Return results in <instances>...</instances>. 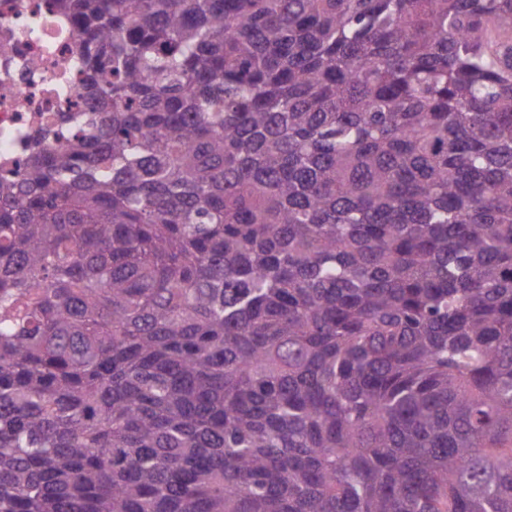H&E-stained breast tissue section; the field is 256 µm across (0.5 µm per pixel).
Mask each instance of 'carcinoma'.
I'll list each match as a JSON object with an SVG mask.
<instances>
[{"label": "carcinoma", "instance_id": "1", "mask_svg": "<svg viewBox=\"0 0 512 512\" xmlns=\"http://www.w3.org/2000/svg\"><path fill=\"white\" fill-rule=\"evenodd\" d=\"M53 7L0 512H512V0Z\"/></svg>", "mask_w": 512, "mask_h": 512}]
</instances>
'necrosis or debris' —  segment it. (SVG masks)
<instances>
[{
  "mask_svg": "<svg viewBox=\"0 0 512 512\" xmlns=\"http://www.w3.org/2000/svg\"><path fill=\"white\" fill-rule=\"evenodd\" d=\"M80 37L45 0H0V175L34 151L65 111H91L81 91Z\"/></svg>",
  "mask_w": 512,
  "mask_h": 512,
  "instance_id": "obj_1",
  "label": "necrosis or debris"
}]
</instances>
